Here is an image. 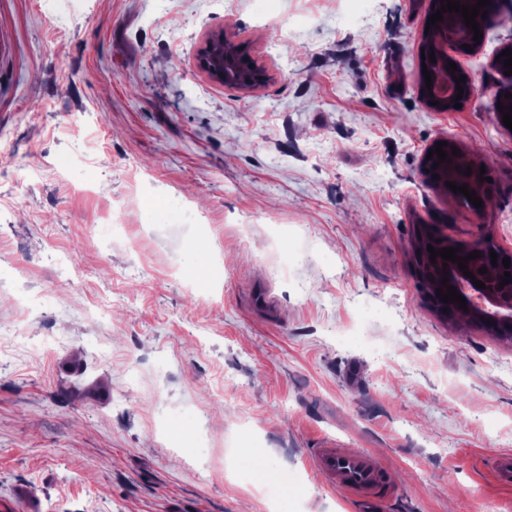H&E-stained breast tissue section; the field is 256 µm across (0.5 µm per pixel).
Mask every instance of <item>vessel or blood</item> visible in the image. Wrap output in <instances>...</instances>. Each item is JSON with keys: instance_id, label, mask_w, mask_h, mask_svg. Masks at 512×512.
<instances>
[{"instance_id": "b4317fda", "label": "vessel or blood", "mask_w": 512, "mask_h": 512, "mask_svg": "<svg viewBox=\"0 0 512 512\" xmlns=\"http://www.w3.org/2000/svg\"><path fill=\"white\" fill-rule=\"evenodd\" d=\"M313 463L322 476L353 490H380L387 484L385 473L370 465L361 448H320Z\"/></svg>"}]
</instances>
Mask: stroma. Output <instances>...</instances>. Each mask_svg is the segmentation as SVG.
I'll return each mask as SVG.
<instances>
[{
  "label": "stroma",
  "instance_id": "obj_1",
  "mask_svg": "<svg viewBox=\"0 0 512 512\" xmlns=\"http://www.w3.org/2000/svg\"><path fill=\"white\" fill-rule=\"evenodd\" d=\"M68 2L0 0V512H512V342L414 257L419 224L512 250V16L433 112L428 0ZM217 29L263 86L198 69ZM438 138L491 168L481 217L425 178ZM332 446L388 495L322 478ZM475 90L476 88L474 84H471L469 80L466 89L463 91L462 99L457 100V88L454 85H451L450 83H447L445 81L443 82L437 79L431 83L432 94H428L427 84H422L420 88V98L425 104V106L434 112H450L457 109L455 108V103L462 104L475 93ZM431 100L439 101V104L430 105L429 101ZM450 106H453V108L448 110Z\"/></svg>",
  "mask_w": 512,
  "mask_h": 512
}]
</instances>
